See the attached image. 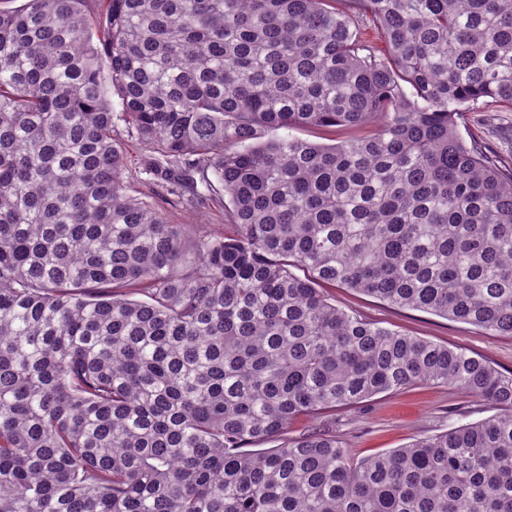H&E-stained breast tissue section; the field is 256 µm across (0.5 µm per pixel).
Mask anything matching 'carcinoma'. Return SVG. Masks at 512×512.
Instances as JSON below:
<instances>
[{"label":"carcinoma","instance_id":"cac0c4a2","mask_svg":"<svg viewBox=\"0 0 512 512\" xmlns=\"http://www.w3.org/2000/svg\"><path fill=\"white\" fill-rule=\"evenodd\" d=\"M88 2L0 7V512H512V373L325 293L512 336V166L458 131L512 105V0ZM123 132L232 234L128 194ZM419 384L496 413L249 449ZM358 129L354 128H345V127H336L334 128H321V129H300V130H280V135L292 134L295 136H299L303 139H307L314 142H319L322 144H334L338 143L341 140L346 139L350 135H354L358 133Z\"/></svg>","mask_w":512,"mask_h":512}]
</instances>
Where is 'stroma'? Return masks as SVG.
<instances>
[{
	"label": "stroma",
	"instance_id": "stroma-1",
	"mask_svg": "<svg viewBox=\"0 0 512 512\" xmlns=\"http://www.w3.org/2000/svg\"><path fill=\"white\" fill-rule=\"evenodd\" d=\"M460 134L489 144L492 152L503 162H512V108L489 107L478 104L466 113L459 124ZM127 164L123 178L133 195L158 205L169 223L189 224L206 234L230 233L224 222V205L213 201L196 211L161 202L158 187L146 173L148 151L139 141L124 142ZM337 307L352 311L367 321L381 326L458 347L489 361L502 373L512 372V336H492L471 325L431 313L390 306L380 300L349 288H330ZM485 402L466 397L452 385L431 384L385 392L357 405L339 408L322 415L294 422L289 437L325 427L343 441L355 458L403 447L415 439L441 433L469 422L492 416Z\"/></svg>",
	"mask_w": 512,
	"mask_h": 512
}]
</instances>
